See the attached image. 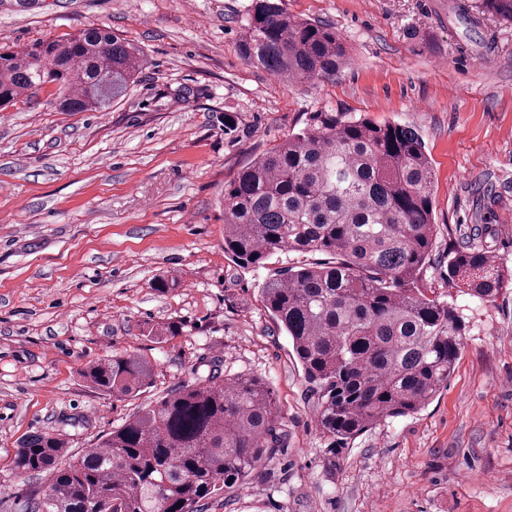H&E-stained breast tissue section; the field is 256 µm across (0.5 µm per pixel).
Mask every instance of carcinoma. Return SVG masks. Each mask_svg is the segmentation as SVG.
Segmentation results:
<instances>
[{
    "label": "carcinoma",
    "instance_id": "obj_1",
    "mask_svg": "<svg viewBox=\"0 0 512 512\" xmlns=\"http://www.w3.org/2000/svg\"><path fill=\"white\" fill-rule=\"evenodd\" d=\"M478 11L512 24V0H479ZM245 57L288 84L314 82L348 60L330 27L288 14L281 0H252ZM146 62L140 47L91 24L33 47L0 49V106L58 87L68 112H103L125 95ZM434 179L413 130L341 113L315 112L302 129L224 186V253L241 268L286 253L331 260L290 266L261 286L266 309L286 332L311 385L323 434L352 440L421 411L448 385L467 333L453 294L428 288ZM512 271L490 250L448 254V287L494 302ZM182 331L147 327L162 342ZM94 448L67 457L64 439L36 434L16 453L18 473L49 471L37 512H198L217 491L236 488L282 446L273 390L255 375L222 376L217 359ZM152 364L109 356L81 377L122 398L147 386Z\"/></svg>",
    "mask_w": 512,
    "mask_h": 512
}]
</instances>
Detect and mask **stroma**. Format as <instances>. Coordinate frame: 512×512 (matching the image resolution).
Wrapping results in <instances>:
<instances>
[{
    "label": "stroma",
    "instance_id": "stroma-1",
    "mask_svg": "<svg viewBox=\"0 0 512 512\" xmlns=\"http://www.w3.org/2000/svg\"><path fill=\"white\" fill-rule=\"evenodd\" d=\"M332 27L349 63L288 85L248 62L251 0H0V46L101 24L146 63L103 112H64L56 88L0 108V512H35L48 472L18 474L28 436L79 453L207 360L273 389L286 441L241 488L200 512H512V290L462 296L455 370L419 413L339 443L315 421L292 345L259 288L275 270L224 253V187L303 128L347 112L413 129L435 173V249L425 280L448 292V254L475 242L512 267V25L477 0H283ZM232 115L233 132L224 117ZM176 281L160 293L153 279ZM179 320L156 342L141 325ZM136 354L151 384L112 398L87 363Z\"/></svg>",
    "mask_w": 512,
    "mask_h": 512
}]
</instances>
